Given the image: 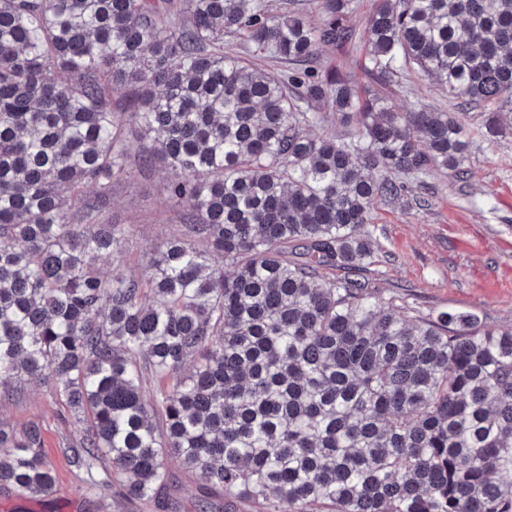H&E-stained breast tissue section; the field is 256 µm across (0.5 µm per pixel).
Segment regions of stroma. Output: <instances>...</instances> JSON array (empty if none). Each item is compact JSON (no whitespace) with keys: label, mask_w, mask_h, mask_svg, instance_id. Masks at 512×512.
<instances>
[{"label":"stroma","mask_w":512,"mask_h":512,"mask_svg":"<svg viewBox=\"0 0 512 512\" xmlns=\"http://www.w3.org/2000/svg\"><path fill=\"white\" fill-rule=\"evenodd\" d=\"M372 0H357L352 17L356 40L336 47L321 46L316 64L337 70L361 90L370 79L364 68L366 22ZM396 109L407 112L423 106L453 112L456 101L434 81L413 71L393 96ZM487 113L466 112L469 131V172L464 180L434 172L426 179L425 205L407 196L392 205L378 206L368 230L376 254L365 276L383 294H397L419 315L432 317L448 309L472 312L486 324L512 330V135L487 141L483 127ZM170 174L153 167L135 174L112 192V221L132 227L121 242L125 273L148 279L146 260L168 236L181 233L182 207L169 196ZM38 424L44 451L53 463L56 486L46 498L27 499L0 490V512H160L155 500L130 501L119 487L92 490L87 475L63 453L77 438L76 429L54 397L50 381L22 384L0 400V427L22 432ZM170 485L164 495L175 512H197L200 473L185 471L167 458Z\"/></svg>","instance_id":"35a3bbf8"}]
</instances>
